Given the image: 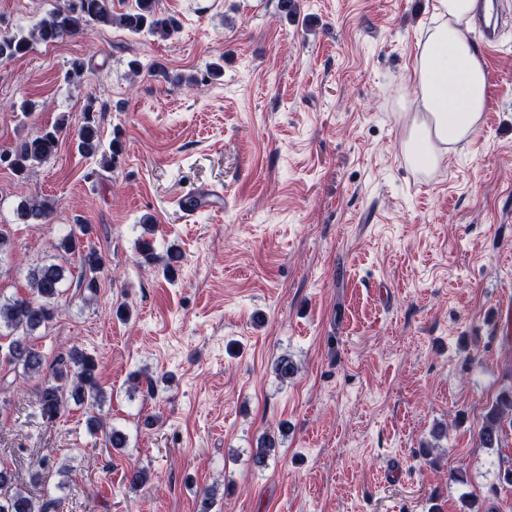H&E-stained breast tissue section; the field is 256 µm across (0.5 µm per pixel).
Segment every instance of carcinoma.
<instances>
[{
	"label": "carcinoma",
	"instance_id": "1",
	"mask_svg": "<svg viewBox=\"0 0 512 512\" xmlns=\"http://www.w3.org/2000/svg\"><path fill=\"white\" fill-rule=\"evenodd\" d=\"M156 5L157 0H134L130 7L118 13L112 10V0H58V6L27 32L0 38V58L22 57L36 44H51L80 35L89 26H116L132 34L146 32L168 36L178 28V22L172 17L160 16ZM94 112L93 102H87L84 120L76 132L77 150L84 157L97 160L102 168L111 170L120 163L123 145L117 137L107 143L103 141ZM69 129L68 116L62 115L37 135L16 142L6 151L10 158L9 169L19 178H27L34 168L55 155L59 142L69 134ZM56 208V200L35 196L17 205L16 216L25 224H47ZM89 232V225L79 223L55 248L78 255L81 269L78 287L95 295L98 274L104 271L106 261L96 249H84L83 236ZM65 274L66 268L60 264L35 265L27 272L31 296L0 301V330L6 329L12 336L5 359L22 369L24 376L40 378L38 409L49 422L61 418L71 401L89 407L104 401L98 381V362L94 356L73 346L59 353L55 362L47 365L44 354L33 342L37 330L51 323L58 314ZM297 372L298 366L286 355L275 363V373L283 382L293 378ZM511 413L512 388H508L499 393L484 416L478 431L483 447L501 444L504 418ZM278 444L275 435L259 437L251 452L253 464L259 468L267 467ZM59 506L60 499L55 497L34 499L26 490L13 485L7 471L0 470V512H55Z\"/></svg>",
	"mask_w": 512,
	"mask_h": 512
}]
</instances>
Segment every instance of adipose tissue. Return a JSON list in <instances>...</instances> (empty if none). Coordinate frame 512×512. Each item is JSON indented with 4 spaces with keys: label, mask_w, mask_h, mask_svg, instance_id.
Segmentation results:
<instances>
[{
    "label": "adipose tissue",
    "mask_w": 512,
    "mask_h": 512,
    "mask_svg": "<svg viewBox=\"0 0 512 512\" xmlns=\"http://www.w3.org/2000/svg\"><path fill=\"white\" fill-rule=\"evenodd\" d=\"M475 0H433L428 28L408 78L423 113L413 120L405 150L417 164L436 166L447 147L471 137L487 105L485 65L465 38Z\"/></svg>",
    "instance_id": "obj_1"
}]
</instances>
